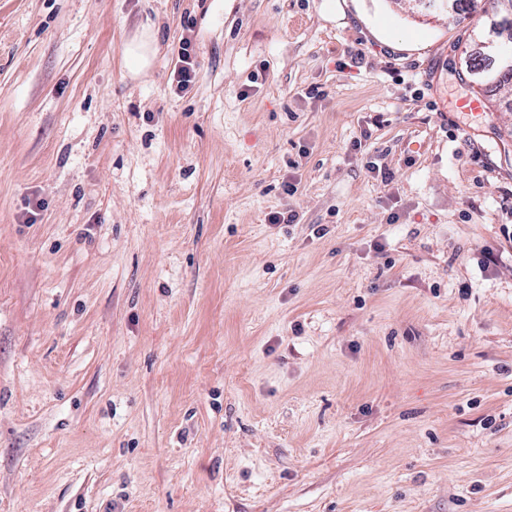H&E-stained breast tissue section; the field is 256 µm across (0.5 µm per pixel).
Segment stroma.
Instances as JSON below:
<instances>
[{"mask_svg": "<svg viewBox=\"0 0 512 512\" xmlns=\"http://www.w3.org/2000/svg\"><path fill=\"white\" fill-rule=\"evenodd\" d=\"M494 9L0 0V512H512ZM156 53L155 39L149 32L142 33L139 37L125 45L124 55L131 75H138L150 68ZM471 60V68L477 78L476 83L493 84L506 96H512V38L504 44L503 56H486L478 51ZM195 66L192 42L185 40L180 44L173 68L172 91L175 94L184 92L193 82L196 75Z\"/></svg>", "mask_w": 512, "mask_h": 512, "instance_id": "1", "label": "stroma"}]
</instances>
